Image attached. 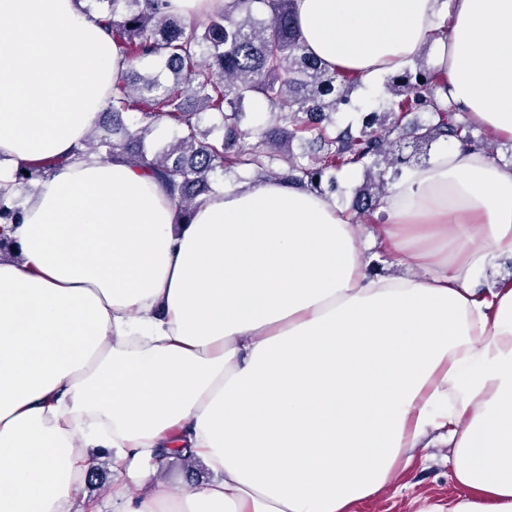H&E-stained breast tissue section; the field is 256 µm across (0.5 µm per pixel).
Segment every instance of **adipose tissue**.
<instances>
[{
  "instance_id": "ef3b65f1",
  "label": "adipose tissue",
  "mask_w": 512,
  "mask_h": 512,
  "mask_svg": "<svg viewBox=\"0 0 512 512\" xmlns=\"http://www.w3.org/2000/svg\"><path fill=\"white\" fill-rule=\"evenodd\" d=\"M294 11L309 54L368 84L430 48L448 100L512 139V0ZM127 67L78 0H0V158L70 159L0 258V512H356L440 444L460 493L428 512H512V278L487 277L512 168L445 146L370 224L279 179L181 223L144 169L85 149ZM174 451L209 479L154 484Z\"/></svg>"
}]
</instances>
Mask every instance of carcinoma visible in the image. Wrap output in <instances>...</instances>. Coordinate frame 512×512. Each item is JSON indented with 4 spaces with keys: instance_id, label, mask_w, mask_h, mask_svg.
<instances>
[{
    "instance_id": "obj_1",
    "label": "carcinoma",
    "mask_w": 512,
    "mask_h": 512,
    "mask_svg": "<svg viewBox=\"0 0 512 512\" xmlns=\"http://www.w3.org/2000/svg\"><path fill=\"white\" fill-rule=\"evenodd\" d=\"M88 18L104 27L121 55L132 62L112 86L105 109L107 136L90 147L102 158L145 167L166 188L184 217L212 193L211 175L244 169L256 179L273 176L325 195L336 189V172L360 167L366 182L350 210L370 215L388 179L402 167L427 158L433 144L485 146L486 134L454 104L438 96L446 81L422 56L384 85L387 107L371 112L361 126H340L336 114L358 108L352 99L361 79L330 71L309 55L295 21L294 0H230L204 21H187L168 0H94ZM151 62L158 72L141 74L133 63ZM262 99L270 123L244 128L245 104ZM422 112L425 117L418 118ZM131 113L137 121H125ZM208 114L224 129L218 142L202 131ZM178 126L175 142L150 150L148 137L159 122ZM311 136L316 156L296 155L293 140ZM64 156L22 163L14 185L24 190L64 165ZM21 223L20 208L0 195V225Z\"/></svg>"
}]
</instances>
